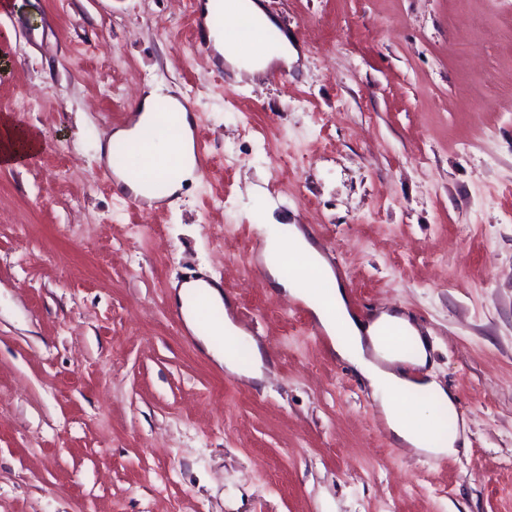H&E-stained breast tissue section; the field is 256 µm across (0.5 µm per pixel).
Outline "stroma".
I'll list each match as a JSON object with an SVG mask.
<instances>
[{
  "label": "stroma",
  "instance_id": "1",
  "mask_svg": "<svg viewBox=\"0 0 512 512\" xmlns=\"http://www.w3.org/2000/svg\"><path fill=\"white\" fill-rule=\"evenodd\" d=\"M298 59L217 68L202 0H0V512H512V0H262ZM210 163L132 206L98 146L155 87ZM253 133H246V126ZM329 258L351 315L399 311L464 423L396 444L311 311L250 258L263 211ZM219 280L254 383L178 324ZM42 146L41 135L30 127L18 125L4 118L0 123L1 164L17 166Z\"/></svg>",
  "mask_w": 512,
  "mask_h": 512
}]
</instances>
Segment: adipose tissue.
Returning a JSON list of instances; mask_svg holds the SVG:
<instances>
[{"mask_svg": "<svg viewBox=\"0 0 512 512\" xmlns=\"http://www.w3.org/2000/svg\"><path fill=\"white\" fill-rule=\"evenodd\" d=\"M243 11L263 20L265 27H272V20L267 19L257 0H248L242 8L236 0H227L224 6L226 27L213 39L215 51L237 69L251 72L265 68L276 59L289 61L294 51L288 42H280L277 48L266 51L256 32L248 35L253 53L244 58L234 51L233 44L238 37L236 24ZM139 111L137 122L115 131L113 141L137 142L141 168L147 178L171 176V191L181 190L185 182L192 180L195 169L191 121L187 112L173 95L159 88L144 97ZM41 146L38 131L9 119L0 121V164L18 165ZM265 250L280 256L279 261L267 265L272 286L305 302L320 326L331 336L338 357L354 366L371 388L395 440L413 452L429 457L455 453L456 433L448 428L429 431L423 409L412 402L416 394L424 392L429 394L431 406L451 411L455 408L452 396L435 381L417 383L404 379L393 369L394 364L405 361L421 368L428 361L426 340L411 321L405 315L384 312L372 323L365 324L349 316L342 288L329 287L320 294L302 287L303 278L330 282L334 275L316 245L295 225H277L266 240ZM284 261L297 265L298 274L284 276L280 270ZM387 324L402 327L410 339L407 350L382 353L380 329Z\"/></svg>", "mask_w": 512, "mask_h": 512, "instance_id": "1", "label": "adipose tissue"}]
</instances>
